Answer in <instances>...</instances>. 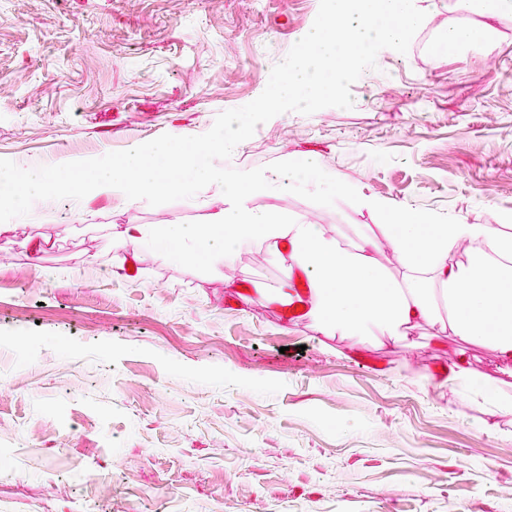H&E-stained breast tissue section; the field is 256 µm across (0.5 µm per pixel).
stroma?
<instances>
[{"label": "stroma", "mask_w": 512, "mask_h": 512, "mask_svg": "<svg viewBox=\"0 0 512 512\" xmlns=\"http://www.w3.org/2000/svg\"><path fill=\"white\" fill-rule=\"evenodd\" d=\"M416 6L407 54L381 50L353 108L277 115L229 166L316 159L433 223L512 225V15ZM318 8L0 0V165L107 164L134 142L205 133L263 92ZM451 26L489 35L448 55L437 41ZM249 205L345 245L379 221L277 189ZM224 206L212 184L59 198L49 222L0 217V512H512V412L434 381L463 356L512 395L489 345L424 322L406 343L339 336L242 302L236 283L280 281L286 261L265 247L214 269L164 242L117 246L133 225L204 224Z\"/></svg>", "instance_id": "obj_1"}]
</instances>
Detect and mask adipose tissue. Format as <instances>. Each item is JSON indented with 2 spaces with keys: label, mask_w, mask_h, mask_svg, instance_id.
<instances>
[{
  "label": "adipose tissue",
  "mask_w": 512,
  "mask_h": 512,
  "mask_svg": "<svg viewBox=\"0 0 512 512\" xmlns=\"http://www.w3.org/2000/svg\"><path fill=\"white\" fill-rule=\"evenodd\" d=\"M246 133V125L233 118L202 147L180 135L134 144L107 165L92 157H61L24 171L0 170V213L48 219L50 202L60 197L97 193L129 200L148 193L161 198L218 183L231 207L206 225L163 229L180 259L223 265L255 242L274 248L284 239L297 264L286 268L279 294L298 301L294 284L306 278L309 313L329 331L402 341L413 324L432 320L462 339L490 344L501 363L512 367V233L499 225L468 223L462 216L433 226L426 216L400 206L388 210L380 231L360 225L359 245L345 249L326 235L323 225L289 224L273 213L245 208L251 196L271 190V179L251 173L227 176L201 161V151H223ZM164 166L180 170L181 180L162 179ZM383 245L391 251L399 278H389L375 257ZM460 246L471 255L468 265L448 260L451 249Z\"/></svg>",
  "instance_id": "obj_1"
}]
</instances>
